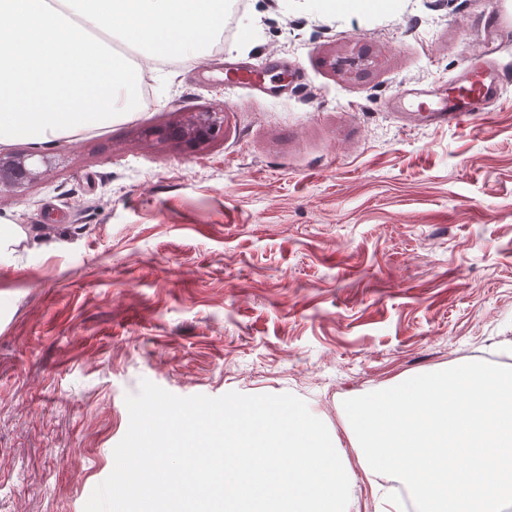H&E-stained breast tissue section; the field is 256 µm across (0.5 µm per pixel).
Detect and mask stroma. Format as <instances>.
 <instances>
[{
    "mask_svg": "<svg viewBox=\"0 0 512 512\" xmlns=\"http://www.w3.org/2000/svg\"><path fill=\"white\" fill-rule=\"evenodd\" d=\"M498 26L507 78L445 126L392 112L454 80ZM235 64L261 75L227 80ZM127 120L0 155L27 239L0 268V512H83L127 395L291 393L334 429L346 399L482 354L512 367V0H231L205 68L147 73ZM209 107L189 151L156 136ZM351 512H406L342 448ZM41 166L46 169L42 170ZM48 171V162L37 161L32 154L0 157V190L4 188H20L26 183L43 178Z\"/></svg>",
    "mask_w": 512,
    "mask_h": 512,
    "instance_id": "obj_1",
    "label": "stroma"
}]
</instances>
